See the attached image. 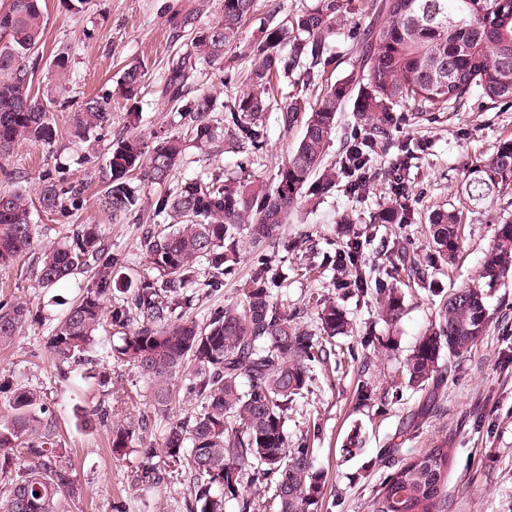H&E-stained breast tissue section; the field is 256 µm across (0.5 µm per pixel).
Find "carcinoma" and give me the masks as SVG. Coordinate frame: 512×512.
<instances>
[{
    "mask_svg": "<svg viewBox=\"0 0 512 512\" xmlns=\"http://www.w3.org/2000/svg\"><path fill=\"white\" fill-rule=\"evenodd\" d=\"M352 0H319L310 9L277 19L269 14L260 35L248 45L250 69L224 70V54L239 41L242 27L257 0H222L219 19L199 29L191 48L178 55L162 76V95L180 104L182 126L201 147L218 151L213 114L223 108L224 133L247 150L252 162L263 159L267 133L263 116L270 108L274 82L299 70L307 85L323 77L334 63L327 42ZM377 20L364 30L359 77L330 87L306 108L296 94L283 98L279 121L291 128L304 120V133L288 162L270 183L223 180L197 175L177 184L153 203L152 221L164 225L142 236L149 269L122 302L112 307V327L120 343L112 356L135 365L153 384L156 403L171 398L169 380L193 366L185 393L201 403L193 417L170 424L161 446L144 439L132 426L112 428V453L137 447L139 484L155 488L164 482L162 464L179 465L195 476L188 512H224L227 502L239 512L256 507L251 488L263 487L275 512H310L325 489L324 475L314 470L308 438L291 441L285 429L288 409L305 398L310 371L330 358L327 344L347 333L349 319L336 303L325 301L317 312L314 334L296 322V314L278 303L274 289L288 278L275 265L269 248L292 247L280 229L302 202L319 199L344 174L364 169L396 126L397 108L411 102L419 108L445 109L464 103L472 90L490 101H512V0H369ZM45 30L41 0H8L0 9V156L21 142H55L51 94L31 92L29 59ZM215 71L221 84L240 79L252 90L222 105L204 91L191 94L190 78L202 69ZM144 69L138 63L123 73L121 89L136 95ZM353 102L355 137L347 143L340 165L325 163L336 133L338 113ZM77 137L87 139L112 126L110 103L98 97L82 101L73 113ZM181 137L170 136L146 148L137 137L112 147L108 159L112 181L98 198L99 206L117 219L139 205L140 181L164 184L182 160ZM512 186V139L465 168L461 193L478 207ZM77 194L49 181L38 203L48 213L76 206ZM29 198L21 188L0 189V265L30 250L36 228ZM406 202L381 205L372 224H409ZM430 254L425 261L397 249L389 256L387 284L376 289L379 316L392 326L401 319L404 295L394 286L403 273L421 288L441 297L434 318L406 358L408 384L429 393L419 417L428 415L437 391L453 369L454 359L470 352L492 322L487 291L512 276V220L497 225L485 255L484 284L440 288L437 271L451 265L461 249L462 215L455 209L430 218ZM248 229L258 251L241 304L214 311L204 325L172 320L180 304L193 300L201 268L219 279L236 264L240 231ZM360 236L348 234L349 265L338 269L339 291L361 290L365 273L358 266ZM100 252L93 224H79L67 241L45 248L38 283L49 287L87 266ZM97 292L73 306L53 330L50 345L59 363L88 360L102 321ZM29 318L28 307L0 301V347L10 346ZM53 417L41 394L16 390L11 411L0 417V481L6 496L0 512H59L62 497L74 492L71 461L53 448ZM21 454L36 458L20 473ZM448 442L428 448L384 478L368 503V512H446Z\"/></svg>",
    "mask_w": 512,
    "mask_h": 512,
    "instance_id": "1",
    "label": "carcinoma"
}]
</instances>
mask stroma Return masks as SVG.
Here are the masks:
<instances>
[{"instance_id": "stroma-1", "label": "stroma", "mask_w": 512, "mask_h": 512, "mask_svg": "<svg viewBox=\"0 0 512 512\" xmlns=\"http://www.w3.org/2000/svg\"><path fill=\"white\" fill-rule=\"evenodd\" d=\"M42 6L47 25L31 76L33 90L42 93L51 87L56 54L67 53L70 64L65 102L54 107L58 135L53 147L23 144L0 157V186L12 176L34 192L47 179L74 186L80 195L77 207L62 214L33 208V222L49 225V232L38 235L32 249L13 264L0 267V300L23 301L31 311L13 345L0 349V378L16 389L42 391L53 410L58 446L72 462L77 488L74 495L62 498L61 512H187L191 474L167 468L166 482L147 489L132 481L138 454L116 457L111 450L113 426L146 424V438L157 442L168 425L196 414L199 402L181 390L185 376L172 378L176 398L161 409L140 371L110 357L111 320H104L97 333L96 362L70 366L64 377L57 372L48 339L70 306L97 290L106 263L114 265L101 297L107 312L122 300L123 287L148 275L140 241L150 209L165 189L145 186L138 211L113 219L98 205L112 179L107 158L113 142L131 134L148 144L159 136L183 134L175 105L161 96V77L172 60L190 48L196 28L217 20L220 0H87L77 13L67 9L65 0H42ZM370 19L365 6L356 5L336 24L328 37L336 58L323 84L357 70V35ZM134 61L142 64L145 76L133 104L122 95L120 78ZM92 96L110 103L112 126L105 136L81 142L70 134V110ZM278 115L275 109L265 115L268 151L259 163L248 164L242 149L228 146L212 156L190 143L171 184L199 172L271 180L303 134L302 124L283 128ZM398 117L389 145L371 163L368 192L356 196L337 183L323 201L300 209L283 225L282 235L292 249L271 251L276 264L288 270L276 294L286 310L298 313L301 326L315 327L321 299L336 302L350 320L348 335L335 340L336 358L314 367L309 391L289 409L285 428L295 440L307 431L315 433L313 465L327 477L318 512H367L369 500L396 463L441 441L447 442L451 454L448 512H512V280L492 289L489 331L476 349L456 358V369L439 391L434 412L412 430L406 424L414 419L423 392L401 384L393 396L386 387L394 380L401 383L405 358L431 321L438 297L414 284L406 287L403 315L391 328L378 316L374 291L343 293L335 286V269L345 253L342 216H349L362 235V269L373 282L387 264L386 250L393 246L426 256L428 218L451 206L463 213V242L455 265L440 281L447 289L478 281L497 224L512 219V189L471 208L460 193V182L472 160L512 138V102L494 103L474 93L455 109L421 112L409 103ZM402 160L407 163L404 195L414 222L370 223L371 212L394 199L393 170ZM77 224L96 225L101 253L91 258L88 268L40 287L37 268L43 248L71 234ZM251 265L249 243L240 241L234 274L215 288L208 274L200 273L192 306L177 309V316L203 324L214 309L239 302ZM370 326L388 337L387 347L366 344ZM362 381L384 390L385 398L359 404L356 390ZM100 407L111 409L108 420L95 417ZM353 435L359 444L349 455L343 447ZM389 448L394 451L390 457L385 454Z\"/></svg>"}]
</instances>
